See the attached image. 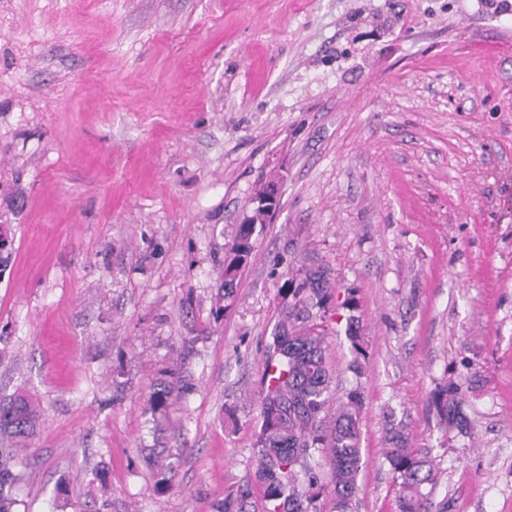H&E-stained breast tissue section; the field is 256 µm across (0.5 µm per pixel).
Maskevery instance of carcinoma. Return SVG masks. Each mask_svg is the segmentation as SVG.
Returning a JSON list of instances; mask_svg holds the SVG:
<instances>
[{
	"label": "carcinoma",
	"mask_w": 512,
	"mask_h": 512,
	"mask_svg": "<svg viewBox=\"0 0 512 512\" xmlns=\"http://www.w3.org/2000/svg\"><path fill=\"white\" fill-rule=\"evenodd\" d=\"M251 228L238 225L230 246V261L224 265V301L233 300L240 270L253 251ZM296 287L287 290L267 351L260 425L255 432V483L242 485L235 494L216 505V512H323L320 500L331 496V512H355L358 475L361 469L359 417L363 402L361 383L345 393V400L330 413L332 373L326 362L324 319L333 299V286L324 268L304 266L298 270ZM346 336L357 357L349 365L355 379L363 376L360 322L347 318ZM463 383L448 380L435 405L445 426L468 429L461 410ZM175 389L156 384L144 414L155 426L166 417ZM39 422L38 406L19 394L0 398V512H14L16 499L5 493L13 480V468L27 464L28 440ZM385 461L398 488L396 512H432L425 487L436 481L433 461L410 444L406 428L388 422ZM330 469V483L321 481L319 468ZM178 460L165 457L154 462L157 485H172Z\"/></svg>",
	"instance_id": "cac0c4a2"
}]
</instances>
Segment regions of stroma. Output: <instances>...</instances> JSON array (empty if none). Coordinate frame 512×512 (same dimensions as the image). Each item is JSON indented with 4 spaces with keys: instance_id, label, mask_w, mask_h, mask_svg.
<instances>
[{
    "instance_id": "35a3bbf8",
    "label": "stroma",
    "mask_w": 512,
    "mask_h": 512,
    "mask_svg": "<svg viewBox=\"0 0 512 512\" xmlns=\"http://www.w3.org/2000/svg\"><path fill=\"white\" fill-rule=\"evenodd\" d=\"M497 0H0V396L40 405L18 512H213L252 477L301 266L326 361L365 350L357 512H395L384 417L435 512H512V11ZM281 186L233 305L224 245ZM183 388L145 428L158 379ZM465 379L466 432L431 404ZM175 454L159 492L141 450Z\"/></svg>"
}]
</instances>
